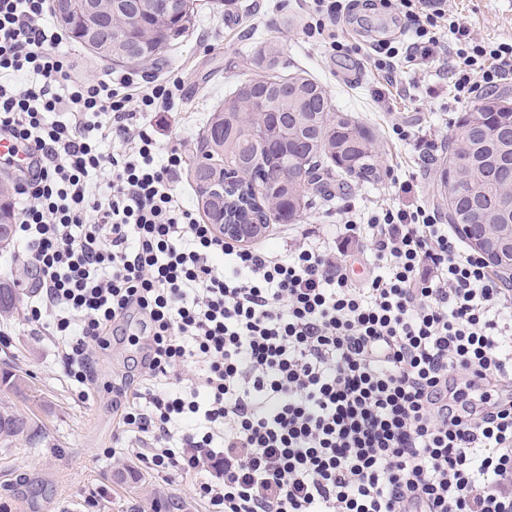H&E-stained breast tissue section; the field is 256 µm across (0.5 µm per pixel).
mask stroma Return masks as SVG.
Listing matches in <instances>:
<instances>
[{
  "mask_svg": "<svg viewBox=\"0 0 512 512\" xmlns=\"http://www.w3.org/2000/svg\"><path fill=\"white\" fill-rule=\"evenodd\" d=\"M196 24L166 62L135 67L133 79L179 74L181 91L169 106L162 151L191 156L209 112L241 81L259 75L260 47L277 40L288 71L301 72L325 86L336 108L351 113L375 135L381 149L378 180L351 183L316 199L296 224H274L263 236L268 248L283 250L301 233H326L369 208L387 204L437 206L435 185L445 151L419 169L414 137L448 142L465 107L453 100L445 83L420 71H405L388 81L368 56L380 43L404 47L408 41L397 16L383 9L357 7L341 16L336 35L341 51H331L321 36L306 37L307 18L300 0H227L218 10L197 0ZM449 10L471 33L492 42H512V0H447ZM407 127L403 140L393 128ZM405 181L409 193L394 188ZM138 346L123 336L98 363L89 399L64 373L62 353L48 336L31 332L22 313L0 317V371L25 373L32 386L28 401L18 402L46 431L39 445L16 441L0 447V503L12 512H209L195 496L192 482L162 475L149 463V449H114L116 430L112 384L138 379L131 359Z\"/></svg>",
  "mask_w": 512,
  "mask_h": 512,
  "instance_id": "35a3bbf8",
  "label": "stroma"
}]
</instances>
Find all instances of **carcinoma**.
I'll return each mask as SVG.
<instances>
[{"instance_id":"1","label":"carcinoma","mask_w":512,"mask_h":512,"mask_svg":"<svg viewBox=\"0 0 512 512\" xmlns=\"http://www.w3.org/2000/svg\"><path fill=\"white\" fill-rule=\"evenodd\" d=\"M147 0H112V14L98 22L111 29L106 38L87 44L92 28L83 0H58L51 13L70 40L91 58L115 65H144L161 58L185 37L193 23L194 0H177L179 8L159 22L144 9ZM281 47L265 44L258 61L267 74L250 78L249 90L236 88L207 116L196 138L188 175L196 187V204L207 223L294 224L313 199L329 192L334 173L356 181L379 178V153L372 134L348 112L334 110L326 88L301 73L281 89L272 79ZM484 112L479 132L467 129V113L457 122L448 157L460 161L458 179L441 171L437 194L453 197L448 223L476 207L486 224H512L508 185L489 177L495 166L512 164V100L478 101L468 113ZM14 183L0 180V225L14 224ZM20 292L15 280L0 281V316L15 313ZM0 381L14 395L31 390L28 381L4 373ZM31 443L41 430L31 418L0 401V446L19 438Z\"/></svg>"}]
</instances>
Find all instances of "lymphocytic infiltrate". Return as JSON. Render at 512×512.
I'll use <instances>...</instances> for the list:
<instances>
[{"instance_id":"obj_1","label":"lymphocytic infiltrate","mask_w":512,"mask_h":512,"mask_svg":"<svg viewBox=\"0 0 512 512\" xmlns=\"http://www.w3.org/2000/svg\"><path fill=\"white\" fill-rule=\"evenodd\" d=\"M382 4L412 32L404 53L382 47L386 75L431 71L459 102L512 75V42L473 37L446 0ZM47 15L48 0H0V139L27 159L24 319L89 386L142 315L115 443L145 442L210 512H512V400L491 394L512 385V284L424 206L346 220L335 249L224 240L173 185L182 153L159 156L153 120L180 78L78 76Z\"/></svg>"}]
</instances>
